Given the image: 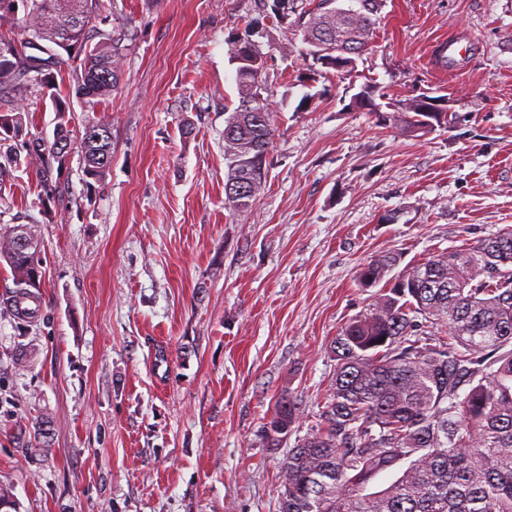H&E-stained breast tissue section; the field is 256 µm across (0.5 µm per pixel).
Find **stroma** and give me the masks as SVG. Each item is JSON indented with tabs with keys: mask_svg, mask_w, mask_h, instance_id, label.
I'll return each mask as SVG.
<instances>
[{
	"mask_svg": "<svg viewBox=\"0 0 512 512\" xmlns=\"http://www.w3.org/2000/svg\"><path fill=\"white\" fill-rule=\"evenodd\" d=\"M273 0H114L112 163L70 151L48 182L0 183V228L41 243V310L0 312V488L16 512H278L287 447L263 427L295 400L314 426L332 341L371 302L360 267L468 248L512 225V0H385L353 72L314 67ZM247 38L275 137L252 210L224 207V120ZM451 45V63L438 52ZM375 79L456 118L412 135L349 110ZM51 446L33 448L36 424Z\"/></svg>",
	"mask_w": 512,
	"mask_h": 512,
	"instance_id": "1",
	"label": "stroma"
}]
</instances>
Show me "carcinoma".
<instances>
[{
    "label": "carcinoma",
    "instance_id": "obj_1",
    "mask_svg": "<svg viewBox=\"0 0 512 512\" xmlns=\"http://www.w3.org/2000/svg\"><path fill=\"white\" fill-rule=\"evenodd\" d=\"M345 12L338 0H316L303 10L301 31L309 49L321 58L353 68L368 49L384 0H356ZM23 16L0 14V26L17 27L20 37L0 35V180L24 163L48 177L62 162L66 146H79L85 171L103 172L112 162V131L97 121L96 141L83 134L73 140L57 78L71 71L76 98L94 105L117 92L116 58L121 46L107 34L89 44L87 30L104 0H21ZM281 22L297 11V0H274ZM43 42L54 59L40 74L37 92L49 96L58 123L54 141H32L22 157L13 141L24 130L19 97L29 92L24 57L29 37ZM253 72L235 78L239 104L225 119L224 208L230 214L252 209L267 182V155L275 129L270 103L263 97L264 61L250 49ZM385 93L365 83L351 104L367 106ZM429 96L407 98L384 117L407 130L432 131L425 120L449 122L440 99L437 111L422 112ZM16 232L0 238V263L11 270L18 290L6 308L17 319L30 318L18 308L25 295L41 306L36 281L41 259L19 248ZM392 252L360 268L363 288L384 287L372 294L365 312L345 323L332 341L336 373L321 419L295 440L284 462L279 512H512V226L498 229L478 245L441 251L423 263L392 276ZM436 327L424 336L422 321ZM300 416L286 398L274 407L264 426L270 448L279 447ZM400 466L385 488L368 491L382 471Z\"/></svg>",
    "mask_w": 512,
    "mask_h": 512
}]
</instances>
